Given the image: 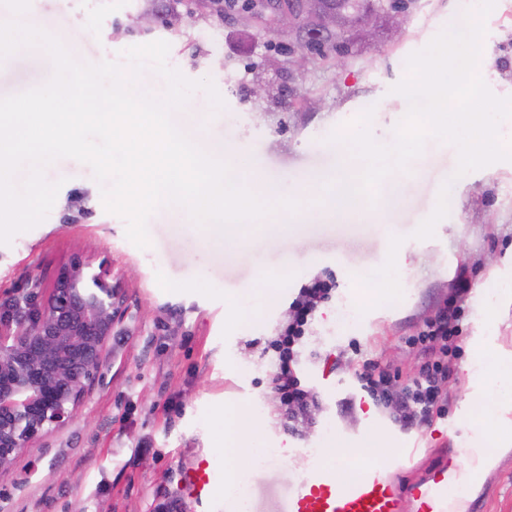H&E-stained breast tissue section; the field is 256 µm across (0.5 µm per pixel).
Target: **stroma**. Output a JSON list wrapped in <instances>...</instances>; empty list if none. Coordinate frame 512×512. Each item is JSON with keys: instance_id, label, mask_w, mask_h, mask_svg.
Returning a JSON list of instances; mask_svg holds the SVG:
<instances>
[{"instance_id": "obj_1", "label": "stroma", "mask_w": 512, "mask_h": 512, "mask_svg": "<svg viewBox=\"0 0 512 512\" xmlns=\"http://www.w3.org/2000/svg\"><path fill=\"white\" fill-rule=\"evenodd\" d=\"M31 3L42 30L84 63H118L125 48L169 42L168 65L192 80L211 79L225 103L212 112L206 93L193 92L172 114L177 128L239 150L240 166L276 183L282 196L302 199L308 217L295 237L254 251L215 243L185 209L163 205L149 218L150 245L141 249L127 239L125 221L105 210L90 166L63 158L45 169L62 186L43 222L0 244V303L20 304L33 292L46 301L77 256L94 268L108 264L122 318L72 422L0 470V512H157L178 500L184 470L201 455L214 460V493L223 497L224 449L214 421L231 407L265 416L260 445L288 450L251 468L248 512H277L292 480L322 459L330 440L370 447L380 461L416 446L413 460L391 471L403 487L449 461L462 470L467 449H484L483 478L457 501V512H470L489 489L488 512H512V441L497 449L483 439L502 414L486 401L489 361L512 357V161L456 183L448 216L425 240L414 238L415 226L431 215L458 164L455 146L436 138L427 139L404 205L387 223L325 221L302 192L309 175L335 170L339 146L329 137L350 135L365 109L373 111L371 135L394 138L409 109L393 91L407 75V58L459 20L460 0H418L401 39L390 40L377 23L372 40L354 42L345 68L315 59L301 73L284 50L289 36L264 24L209 17L181 33H146L138 23L144 0ZM484 26L478 73L495 96L512 97V0H496ZM51 75L36 51L0 59V97ZM356 269L376 283V297L362 303L351 288ZM264 272L278 279L276 300L245 324L226 320V296L253 287ZM328 274L336 292L317 309L299 366L317 402L296 424L273 391L267 345L299 288ZM461 276L471 290L460 354L448 362L445 415L407 430L377 407L361 411L355 369L371 359L405 385L424 359L408 337L444 307ZM145 441L149 456L135 459Z\"/></svg>"}]
</instances>
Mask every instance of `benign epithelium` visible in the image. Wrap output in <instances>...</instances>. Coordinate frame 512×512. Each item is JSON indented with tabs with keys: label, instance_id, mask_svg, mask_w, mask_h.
<instances>
[{
	"label": "benign epithelium",
	"instance_id": "obj_1",
	"mask_svg": "<svg viewBox=\"0 0 512 512\" xmlns=\"http://www.w3.org/2000/svg\"><path fill=\"white\" fill-rule=\"evenodd\" d=\"M247 17L285 33L302 25L322 32L344 27L334 13L286 5L272 10L266 0H253ZM407 17L367 13L357 22L359 35L369 36L380 18L396 30ZM26 307L0 305V467L71 422L105 363L106 345L121 318L107 270L89 274L78 257L59 274L45 303L32 295Z\"/></svg>",
	"mask_w": 512,
	"mask_h": 512
}]
</instances>
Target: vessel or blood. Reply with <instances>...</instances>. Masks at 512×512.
Here are the masks:
<instances>
[{"mask_svg":"<svg viewBox=\"0 0 512 512\" xmlns=\"http://www.w3.org/2000/svg\"><path fill=\"white\" fill-rule=\"evenodd\" d=\"M213 465L198 458L182 476V496L213 512L215 507ZM455 493L447 467L434 468L428 478L402 491L388 466L366 459L356 474L343 477L339 466L311 463L293 485L282 512H402L411 499L414 512H448Z\"/></svg>","mask_w":512,"mask_h":512,"instance_id":"obj_1","label":"vessel or blood"}]
</instances>
